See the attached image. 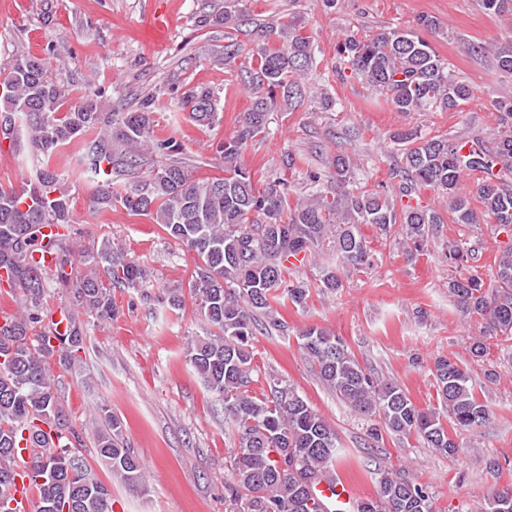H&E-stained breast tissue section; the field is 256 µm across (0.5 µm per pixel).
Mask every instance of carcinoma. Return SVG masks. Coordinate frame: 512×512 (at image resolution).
<instances>
[{
    "label": "carcinoma",
    "instance_id": "obj_1",
    "mask_svg": "<svg viewBox=\"0 0 512 512\" xmlns=\"http://www.w3.org/2000/svg\"><path fill=\"white\" fill-rule=\"evenodd\" d=\"M241 0L224 7L209 22L234 29ZM494 15H512V0H478ZM439 28L431 16L416 27H384L358 38L346 34L336 43V74L350 71L386 98L395 112L456 109L472 98L468 84L456 80L448 62L418 29ZM312 41L294 24L261 25L252 48L257 67L247 71L243 89L251 100L233 134L220 145L224 176L196 178L174 159L177 142L152 138L157 97L146 94L131 109L103 99V92L84 93L69 103L70 90L48 75L46 62L18 56L4 77L0 94V142L13 138L18 119L25 121L31 151L37 157L35 177L20 189H0V283L21 292L24 310L0 324V512H13L10 490L15 483V451L31 449L27 465L36 494L34 512H114L112 489L88 467L75 468L81 433L62 406L52 367L77 368L83 335L76 315L112 321L120 314L112 289L141 291L147 270L137 259L104 241L83 255L86 272L74 277L71 189L59 171L60 148L72 146L81 165L79 177L92 185L90 204L97 210L117 202L134 215H148L166 233L195 253L188 288L203 319L218 331L196 338L185 349L186 361L205 386L224 403V417L236 430V449L229 458L231 481L224 487L227 512H325L317 486L336 482L344 448L336 430L286 381L269 376L270 393L252 392L253 340L263 330L285 331L277 306H303L309 284L285 277L286 262L304 266L314 254L333 249L340 267L320 271L317 288L334 294L349 270L372 266L373 254L361 225L388 234L399 228L401 255L411 261L435 239L444 223L440 211L412 203L420 186L447 199L457 224L494 220L512 231V185L499 176L512 174V96L492 103L498 124L489 150L463 139L426 138L418 131L393 135L399 163L392 169L398 191L385 187L362 190L351 184L356 162L346 153L332 157L327 187L290 202L284 179L265 189L254 186L239 158L248 142L265 133L269 115L279 106L301 105L303 80L315 59ZM474 56L490 54L500 71L512 76V43L469 44ZM189 118L200 126L221 121L217 99L205 87L182 93ZM156 156L148 170L145 159ZM483 177L467 190L464 172ZM477 197L483 204L472 205ZM46 226L57 232L44 234ZM36 252L54 255L44 266ZM470 249L463 242L447 245L448 265L459 269L448 278V296L460 313L481 320L480 334L466 347L473 358L487 352V341H512V245L495 258L492 279L463 273ZM69 290L60 310L65 329L45 321V287ZM169 310L183 303V289L169 288L158 298ZM298 346L321 382L360 419L379 421L400 440L416 438L443 455L461 452L458 431L484 427L491 410L474 391L468 369L439 357L431 373L439 406L414 403L402 386L363 366L346 343L330 331L308 326L297 334ZM95 454L132 492L146 490V469L123 434L121 419L104 406L96 410ZM378 472L374 497L361 501L359 512H433L428 486L398 477L387 466ZM482 512H512V487L485 501Z\"/></svg>",
    "mask_w": 512,
    "mask_h": 512
}]
</instances>
